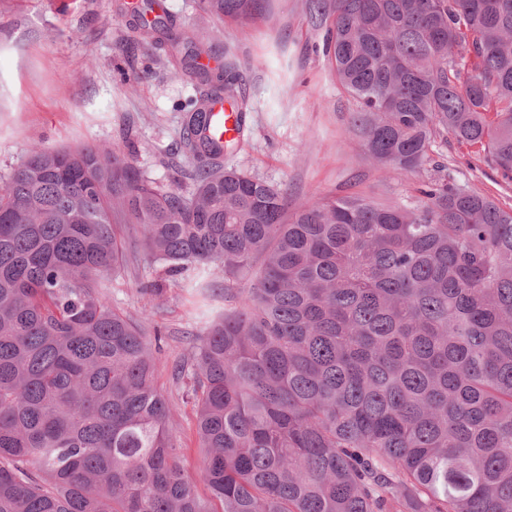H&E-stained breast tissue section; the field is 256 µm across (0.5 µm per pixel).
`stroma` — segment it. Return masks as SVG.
Listing matches in <instances>:
<instances>
[{"label":"stroma","instance_id":"stroma-1","mask_svg":"<svg viewBox=\"0 0 512 512\" xmlns=\"http://www.w3.org/2000/svg\"><path fill=\"white\" fill-rule=\"evenodd\" d=\"M142 0H0V175L33 146H107L164 185L191 188V159L175 150L184 107L197 89L176 78L160 50L137 43L131 6ZM304 0H269L247 26L217 18L198 0H165L177 28L207 34L212 69L239 64L248 99L247 131L226 157L288 191L289 209L323 197L357 195L378 203L414 205L420 175L384 168L367 157L351 125L354 101L337 85L319 36L306 20ZM439 163L477 192L512 207V183L476 161L456 142ZM131 259L109 278L114 307L160 334L154 348L157 382L173 404L172 433L182 444L181 466L197 477L201 450L191 404L182 399L176 365L194 346V308L186 293L139 251L140 225L118 219ZM153 281L164 290L158 305L139 292Z\"/></svg>","mask_w":512,"mask_h":512}]
</instances>
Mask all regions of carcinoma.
<instances>
[{
  "label": "carcinoma",
  "instance_id": "obj_1",
  "mask_svg": "<svg viewBox=\"0 0 512 512\" xmlns=\"http://www.w3.org/2000/svg\"><path fill=\"white\" fill-rule=\"evenodd\" d=\"M367 155L426 172L413 210L359 196L288 212V193L224 166L210 129L236 65L167 35L204 86L183 114L193 190L110 148L32 149L0 181V512H512V209L437 162L448 138L512 182V0H304ZM241 24L266 0H203ZM144 258L224 311L175 370L195 409L184 476L150 339L103 291Z\"/></svg>",
  "mask_w": 512,
  "mask_h": 512
}]
</instances>
